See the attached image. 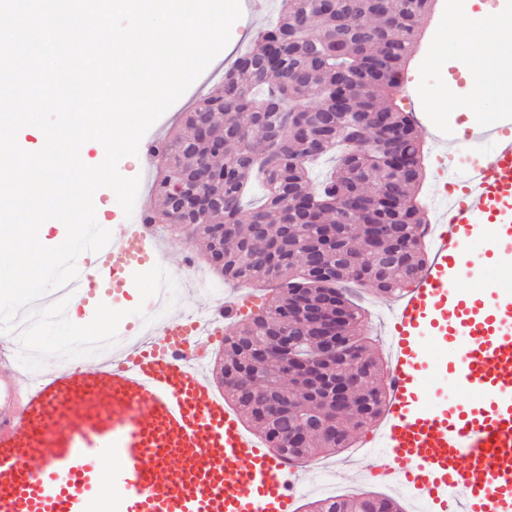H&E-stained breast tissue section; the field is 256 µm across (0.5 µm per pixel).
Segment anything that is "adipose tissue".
<instances>
[{
  "label": "adipose tissue",
  "instance_id": "adipose-tissue-1",
  "mask_svg": "<svg viewBox=\"0 0 512 512\" xmlns=\"http://www.w3.org/2000/svg\"><path fill=\"white\" fill-rule=\"evenodd\" d=\"M479 22L485 28H492L493 22L489 16H464L456 27H453L450 37L456 41H466L472 52V62L468 66V79L483 98H491L499 94L500 87L494 81L492 73L495 70L512 66V39L503 40L494 49H487L484 44L471 40L470 29L472 22Z\"/></svg>",
  "mask_w": 512,
  "mask_h": 512
}]
</instances>
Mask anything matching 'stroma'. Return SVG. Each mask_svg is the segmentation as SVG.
I'll list each match as a JSON object with an SVG mask.
<instances>
[{"label": "stroma", "instance_id": "obj_1", "mask_svg": "<svg viewBox=\"0 0 512 512\" xmlns=\"http://www.w3.org/2000/svg\"><path fill=\"white\" fill-rule=\"evenodd\" d=\"M276 4L277 0H266L261 15H258L252 24L236 22L230 39L231 52L224 54L213 69L204 71L153 125V132L162 136L179 130L184 124L186 112L190 110L194 101L218 91L225 69L233 64L238 53L249 44L256 29L272 22L276 14ZM463 10L482 13L486 7L482 0H455L454 8L436 6L431 16L425 18L422 24L424 36L414 47L413 59L405 71L401 91L396 97V102L402 110H409V102L413 99L420 103L423 110L421 119L416 124L425 151V176L418 195L426 203L429 213L433 215L443 209L438 195L444 187L448 173L441 166L442 160L447 157L446 152L436 150L431 141V124L449 121L454 127L460 128L467 125L469 120L484 117L491 108L490 103L481 102L469 83H457L451 76L453 70L459 69V60L466 47L449 41L447 32ZM438 46L442 47L443 55L437 64H430L429 52ZM161 240L171 260L169 273L181 284L180 308L183 312H191L203 304L205 298L182 285V255L188 250L189 245L182 236L170 232L163 234ZM356 295L368 311L366 325L376 339L377 354L385 356L387 328L394 299L377 293L370 286L357 289ZM379 462V455L375 449L365 448L357 453L349 448L335 456L318 457L317 468L308 473L307 479L315 489L327 491L328 494H349L353 491L357 467L370 468L377 466Z\"/></svg>", "mask_w": 512, "mask_h": 512}]
</instances>
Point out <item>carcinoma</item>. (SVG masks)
<instances>
[{
    "label": "carcinoma",
    "instance_id": "1",
    "mask_svg": "<svg viewBox=\"0 0 512 512\" xmlns=\"http://www.w3.org/2000/svg\"><path fill=\"white\" fill-rule=\"evenodd\" d=\"M434 0H281L220 93L200 99L187 132L158 140L148 224L194 225L200 258L229 282L265 283L270 295L224 334V400L284 456L305 462L351 447L382 416L387 387L362 329L350 284L400 294L428 261L429 223L416 194L423 144L394 94ZM336 154L319 180L313 164ZM208 192L179 212L167 184L200 170ZM263 200L245 209L250 188ZM231 224L219 239L211 226ZM392 234L375 237L372 225ZM410 246L398 250L396 240ZM339 317L336 358H317L321 321ZM349 381L351 404L310 388V375ZM306 512H402L395 499L362 491L308 502Z\"/></svg>",
    "mask_w": 512,
    "mask_h": 512
}]
</instances>
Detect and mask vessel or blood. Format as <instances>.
<instances>
[{
    "mask_svg": "<svg viewBox=\"0 0 512 512\" xmlns=\"http://www.w3.org/2000/svg\"><path fill=\"white\" fill-rule=\"evenodd\" d=\"M435 140L481 147L480 164L431 225L430 258L392 310L388 396L371 436L382 462L369 474L419 512H512V110ZM110 230L40 307L63 299L67 318L93 319L98 304L134 290V273L166 264L142 216ZM464 276L476 288L459 289ZM187 329L177 311L147 332L123 321L111 358L29 373L18 338L0 335V512H298L305 472L183 358ZM429 380L469 403L425 398Z\"/></svg>",
    "mask_w": 512,
    "mask_h": 512,
    "instance_id": "b4317fda",
    "label": "vessel or blood"
}]
</instances>
